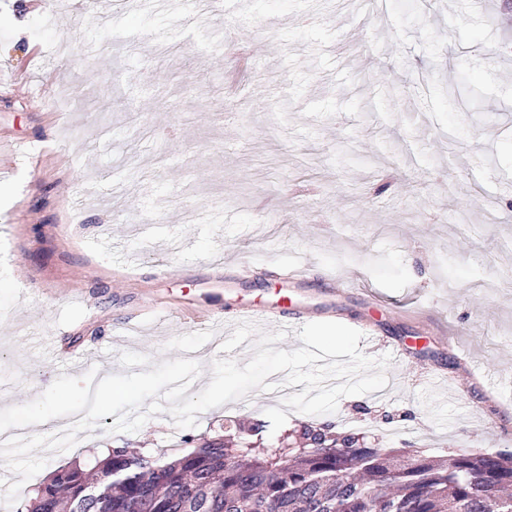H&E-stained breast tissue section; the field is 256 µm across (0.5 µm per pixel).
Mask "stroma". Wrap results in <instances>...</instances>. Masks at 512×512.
Masks as SVG:
<instances>
[{
	"label": "stroma",
	"instance_id": "35a3bbf8",
	"mask_svg": "<svg viewBox=\"0 0 512 512\" xmlns=\"http://www.w3.org/2000/svg\"><path fill=\"white\" fill-rule=\"evenodd\" d=\"M175 21L178 0H0V409L37 398L75 356L153 362L206 348L196 389L239 309L325 308L372 328L384 389L306 416L252 390L198 414L373 432L381 446L512 453V11L503 0H234ZM24 23H17V16ZM263 53L233 100L221 73ZM162 230L142 247L133 224ZM235 269L225 280V266ZM310 281L289 286L291 266ZM340 280L337 288L324 277ZM51 452L14 505L58 466L108 449L181 455L159 413Z\"/></svg>",
	"mask_w": 512,
	"mask_h": 512
}]
</instances>
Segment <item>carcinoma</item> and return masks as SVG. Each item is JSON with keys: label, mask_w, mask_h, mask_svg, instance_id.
Returning <instances> with one entry per match:
<instances>
[{"label": "carcinoma", "mask_w": 512, "mask_h": 512, "mask_svg": "<svg viewBox=\"0 0 512 512\" xmlns=\"http://www.w3.org/2000/svg\"><path fill=\"white\" fill-rule=\"evenodd\" d=\"M265 422L173 459L112 448L89 472L56 469L30 512H512V454L379 448L356 429Z\"/></svg>", "instance_id": "cac0c4a2"}]
</instances>
